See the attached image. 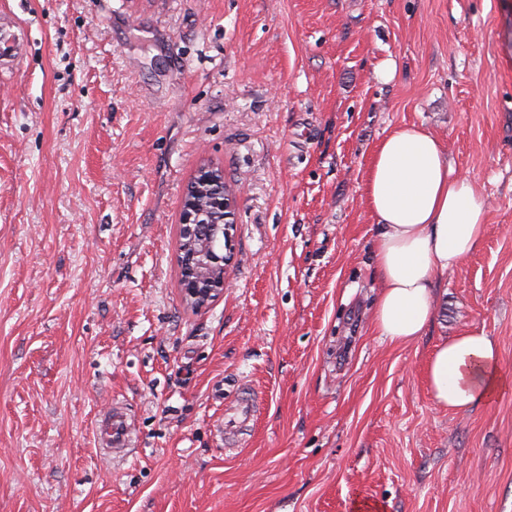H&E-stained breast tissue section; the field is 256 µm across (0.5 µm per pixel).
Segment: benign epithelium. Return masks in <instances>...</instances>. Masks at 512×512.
Segmentation results:
<instances>
[{
	"instance_id": "obj_1",
	"label": "benign epithelium",
	"mask_w": 512,
	"mask_h": 512,
	"mask_svg": "<svg viewBox=\"0 0 512 512\" xmlns=\"http://www.w3.org/2000/svg\"><path fill=\"white\" fill-rule=\"evenodd\" d=\"M224 182V171L211 165H204L193 179V184L187 186L181 200L182 230L190 241H196V227L199 224L212 225L215 237L230 236L233 225V215L236 200L224 198V192L219 190L212 194L210 206L203 209L197 206L191 195L199 194L201 187L216 185ZM228 258L224 251L201 245L193 249L187 259L181 263L182 275L180 280V297L182 303L194 310L207 308L213 301L224 294V276H213L211 271L224 269Z\"/></svg>"
}]
</instances>
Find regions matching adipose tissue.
<instances>
[{"instance_id":"1","label":"adipose tissue","mask_w":512,"mask_h":512,"mask_svg":"<svg viewBox=\"0 0 512 512\" xmlns=\"http://www.w3.org/2000/svg\"><path fill=\"white\" fill-rule=\"evenodd\" d=\"M376 222L374 264L381 281L372 322L379 336L405 344L434 318V290L481 245L487 203L469 175L453 174L444 142L417 124L393 129L364 174ZM427 378L435 402L468 412L512 388L494 340L475 328L437 347Z\"/></svg>"}]
</instances>
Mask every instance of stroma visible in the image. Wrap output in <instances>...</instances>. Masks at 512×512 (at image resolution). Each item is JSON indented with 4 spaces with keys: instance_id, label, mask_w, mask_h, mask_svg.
Here are the masks:
<instances>
[{
    "instance_id": "1",
    "label": "stroma",
    "mask_w": 512,
    "mask_h": 512,
    "mask_svg": "<svg viewBox=\"0 0 512 512\" xmlns=\"http://www.w3.org/2000/svg\"><path fill=\"white\" fill-rule=\"evenodd\" d=\"M0 512H512V391L427 381L473 328L512 375V0H0ZM395 76H376L384 60ZM488 200L424 336H377L363 175L393 127ZM237 198L223 296L179 294L181 198ZM258 397L236 446L218 432ZM135 448L95 430L112 403ZM21 42V30L13 21L0 22V64L11 60L17 54ZM256 412V399L252 390L243 385L234 403L224 413V426L221 431L226 440L238 438L250 421L254 419Z\"/></svg>"
}]
</instances>
